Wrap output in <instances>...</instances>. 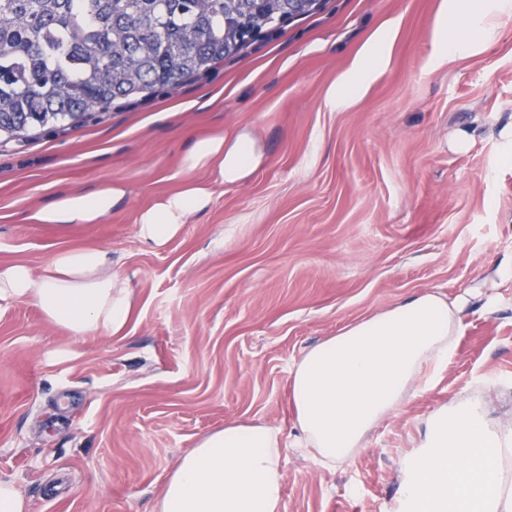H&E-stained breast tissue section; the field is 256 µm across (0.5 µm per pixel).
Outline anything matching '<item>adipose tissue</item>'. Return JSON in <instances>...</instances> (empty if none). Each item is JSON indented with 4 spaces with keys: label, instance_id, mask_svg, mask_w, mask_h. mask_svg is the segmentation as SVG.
Segmentation results:
<instances>
[{
    "label": "adipose tissue",
    "instance_id": "1",
    "mask_svg": "<svg viewBox=\"0 0 512 512\" xmlns=\"http://www.w3.org/2000/svg\"><path fill=\"white\" fill-rule=\"evenodd\" d=\"M512 0H441L433 31L439 61L472 56L501 36L500 17ZM401 22L379 28L332 83L325 105L333 112L368 92L389 65ZM263 162L247 132L191 142L180 159L188 179L140 213L144 245H166L213 200L209 184L191 180L210 172L233 183ZM124 187L55 193L32 222L92 224L121 204ZM107 251L65 249L43 273L21 263L0 266V313L33 302L51 323L84 335L122 333L133 312L127 278L111 270ZM460 305L430 291L345 327L308 349L291 373L297 444L317 464L347 461L382 422L412 397L436 385L459 345ZM288 444L281 427L235 423L203 435L166 481L157 512H281ZM392 512H512V424L488 417L484 396L454 398L429 415L417 448L404 455Z\"/></svg>",
    "mask_w": 512,
    "mask_h": 512
}]
</instances>
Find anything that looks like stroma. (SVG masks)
Instances as JSON below:
<instances>
[{
    "label": "stroma",
    "mask_w": 512,
    "mask_h": 512,
    "mask_svg": "<svg viewBox=\"0 0 512 512\" xmlns=\"http://www.w3.org/2000/svg\"><path fill=\"white\" fill-rule=\"evenodd\" d=\"M441 0H321L179 90L0 142V265L39 272L93 247L128 278L125 333L75 335L19 301L0 313V479L29 512H152L180 458L230 423L291 431L289 379L326 337L404 299L462 300L456 354L327 470L288 451L281 512H390L426 418L493 380L512 421V16L479 54L437 63ZM392 59L349 108L324 97L369 34ZM252 131L265 155L165 246L139 213L177 189L189 139ZM126 187L93 224H32L53 188Z\"/></svg>",
    "instance_id": "obj_1"
}]
</instances>
